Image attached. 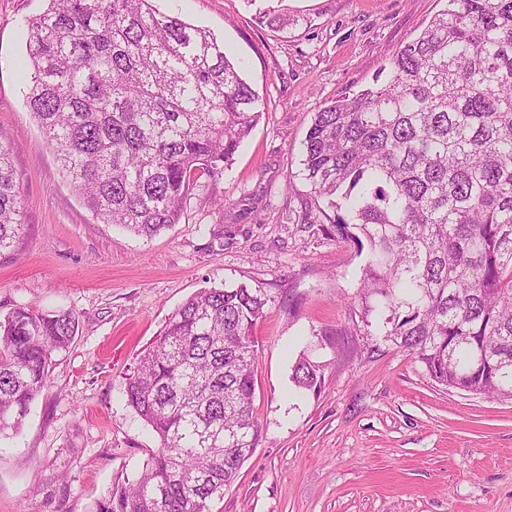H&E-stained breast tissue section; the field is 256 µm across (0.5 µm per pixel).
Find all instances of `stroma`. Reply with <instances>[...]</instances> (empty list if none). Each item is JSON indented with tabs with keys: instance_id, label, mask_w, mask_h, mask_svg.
<instances>
[{
	"instance_id": "35a3bbf8",
	"label": "stroma",
	"mask_w": 512,
	"mask_h": 512,
	"mask_svg": "<svg viewBox=\"0 0 512 512\" xmlns=\"http://www.w3.org/2000/svg\"><path fill=\"white\" fill-rule=\"evenodd\" d=\"M155 6L223 41L262 116L222 174L194 182L180 223L145 240L93 217L26 106L24 21L46 0H0V135L25 221L17 251L0 253V315L78 320L24 428L0 440V512H95L134 477L158 446L124 396L138 359L192 294L241 284L268 300L255 330L262 435L211 512H512V399L436 385L369 335L346 301L363 258L325 237L303 173L314 112L372 85L445 0ZM303 354L318 390L291 381Z\"/></svg>"
}]
</instances>
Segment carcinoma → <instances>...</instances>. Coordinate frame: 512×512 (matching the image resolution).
<instances>
[{"instance_id":"obj_1","label":"carcinoma","mask_w":512,"mask_h":512,"mask_svg":"<svg viewBox=\"0 0 512 512\" xmlns=\"http://www.w3.org/2000/svg\"><path fill=\"white\" fill-rule=\"evenodd\" d=\"M26 104L63 173L106 224L147 239L179 223L191 181L229 164L259 96L209 30L153 0H49L26 20ZM305 179L340 211L326 236L367 251L366 326L437 384L512 397V0H448L388 57L387 78L313 114ZM0 140V253L24 223ZM267 299L245 285L188 298L140 357L127 404L157 435L135 480L97 512H209L261 437L254 336ZM68 310L0 318V438L48 387ZM319 366L301 357L295 387Z\"/></svg>"}]
</instances>
